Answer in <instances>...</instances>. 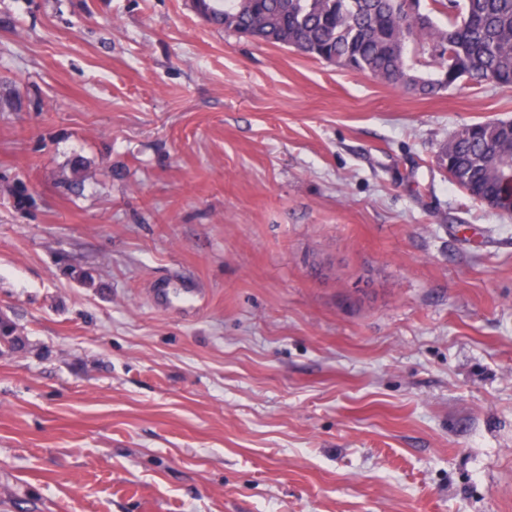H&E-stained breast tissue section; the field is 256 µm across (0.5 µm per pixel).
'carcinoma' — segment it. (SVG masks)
Instances as JSON below:
<instances>
[{
    "label": "carcinoma",
    "instance_id": "obj_1",
    "mask_svg": "<svg viewBox=\"0 0 512 512\" xmlns=\"http://www.w3.org/2000/svg\"><path fill=\"white\" fill-rule=\"evenodd\" d=\"M221 0L212 20L254 41L323 60L419 95L448 83L512 86V0ZM442 14L446 23L436 21ZM432 72L417 68L420 60ZM454 151L450 180L464 191L494 193L512 208V125L504 120L469 124L439 150ZM24 341L0 317V347Z\"/></svg>",
    "mask_w": 512,
    "mask_h": 512
}]
</instances>
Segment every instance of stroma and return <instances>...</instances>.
I'll return each mask as SVG.
<instances>
[{"mask_svg":"<svg viewBox=\"0 0 512 512\" xmlns=\"http://www.w3.org/2000/svg\"><path fill=\"white\" fill-rule=\"evenodd\" d=\"M424 97L187 0H0V512H512V214Z\"/></svg>","mask_w":512,"mask_h":512,"instance_id":"stroma-1","label":"stroma"}]
</instances>
